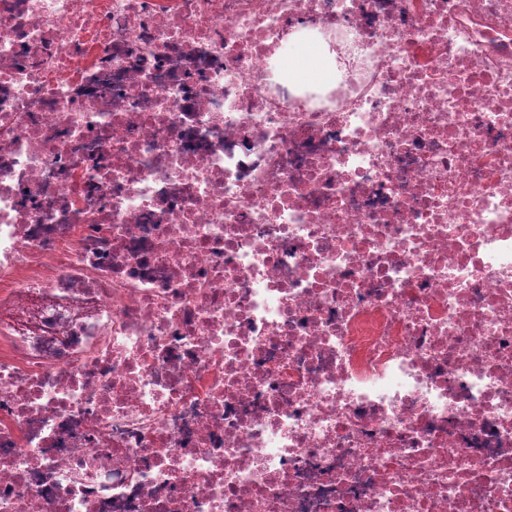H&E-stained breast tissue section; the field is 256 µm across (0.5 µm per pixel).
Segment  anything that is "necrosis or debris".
Masks as SVG:
<instances>
[{"instance_id": "1", "label": "necrosis or debris", "mask_w": 512, "mask_h": 512, "mask_svg": "<svg viewBox=\"0 0 512 512\" xmlns=\"http://www.w3.org/2000/svg\"><path fill=\"white\" fill-rule=\"evenodd\" d=\"M0 512H512V0H0ZM309 51V49L304 47L293 56H290L288 58V71L289 73L290 71L295 72L304 79L317 80L322 78L324 72L318 53L315 51L317 57L316 63L313 53L312 55H308Z\"/></svg>"}]
</instances>
